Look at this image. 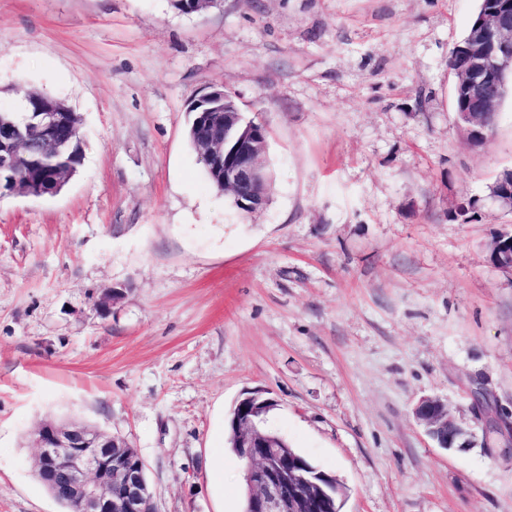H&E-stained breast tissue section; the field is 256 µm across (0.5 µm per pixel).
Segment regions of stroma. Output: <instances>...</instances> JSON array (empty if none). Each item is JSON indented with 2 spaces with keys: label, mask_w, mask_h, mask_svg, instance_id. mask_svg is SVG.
Returning a JSON list of instances; mask_svg holds the SVG:
<instances>
[{
  "label": "stroma",
  "mask_w": 512,
  "mask_h": 512,
  "mask_svg": "<svg viewBox=\"0 0 512 512\" xmlns=\"http://www.w3.org/2000/svg\"><path fill=\"white\" fill-rule=\"evenodd\" d=\"M477 7L0 0V108L41 91L83 140L60 193L0 198V512H64L33 468L46 420L126 438L156 512H240L228 419L254 388L266 426L342 481L343 512H512V449L472 422L480 389L512 422V277L487 250L512 232L487 197L512 100L469 148L448 69ZM213 85L268 132L251 215L186 137ZM424 397L474 446L439 447Z\"/></svg>",
  "instance_id": "stroma-1"
}]
</instances>
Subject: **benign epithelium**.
Here are the masks:
<instances>
[{"mask_svg": "<svg viewBox=\"0 0 512 512\" xmlns=\"http://www.w3.org/2000/svg\"><path fill=\"white\" fill-rule=\"evenodd\" d=\"M456 74L470 95L469 109L456 124L467 144L487 141L486 118L498 109L499 76L512 65V9L506 5L488 10L457 45ZM203 107L194 120L195 147L208 160L220 188L247 214L261 210L268 200L264 159L267 140L247 121L221 85L195 100ZM17 119L0 115V179H13L12 193L32 198L44 196L41 188L18 176L33 154L49 149L62 153L68 130L79 120L53 102L31 112L26 104ZM493 201L512 211V183L502 180ZM493 267L512 274V236L501 234L488 244ZM272 400L256 390L239 400L234 409L237 448L246 460L248 490L244 512H330L337 480L318 476L298 462V456L280 440L264 432L263 416ZM416 420L444 448L465 449L466 431L448 405L434 397L420 399ZM34 469L52 496L74 504L77 512H155L145 476V466L128 441L78 422H43L35 431Z\"/></svg>", "mask_w": 512, "mask_h": 512, "instance_id": "7a95c632", "label": "benign epithelium"}]
</instances>
